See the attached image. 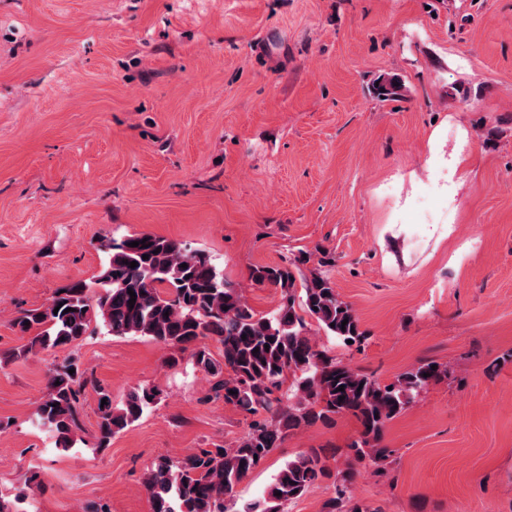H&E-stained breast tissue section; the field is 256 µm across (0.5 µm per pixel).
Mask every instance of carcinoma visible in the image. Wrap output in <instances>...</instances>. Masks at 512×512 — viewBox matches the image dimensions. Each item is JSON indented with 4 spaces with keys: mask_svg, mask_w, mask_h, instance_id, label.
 Here are the masks:
<instances>
[{
    "mask_svg": "<svg viewBox=\"0 0 512 512\" xmlns=\"http://www.w3.org/2000/svg\"><path fill=\"white\" fill-rule=\"evenodd\" d=\"M396 76H379L373 95L381 100L401 96ZM137 241L139 245L130 246ZM148 259H143V256ZM311 260L298 255L280 264L256 267L252 285L281 290L280 304L261 314L249 305L240 287L203 252H186L176 242L154 235H131L109 245V258L97 277L99 290L78 280L55 291L42 309L22 312L13 327L31 337L30 347L57 348L74 344L96 324L114 336H145L179 351H191L196 365L213 378L208 399L222 400L254 417L249 431L233 447L201 448L180 459L158 457L143 477L152 512H225L234 488L293 430L330 425L338 417L354 418L359 429L348 444L344 468L331 472L316 450L288 460L265 496L245 512H280L281 506L303 497L323 478L335 477V496L325 512H380L353 501L349 485L357 466L386 464L394 450L385 444L390 421L411 407L433 382L450 374L449 366L424 360L382 384L319 348L309 327L342 344L361 347L368 335L336 284L321 270L327 261L305 271ZM135 261L138 266L130 267ZM187 267H181V264ZM136 302L129 305V292ZM215 338L222 361L202 344ZM259 352H254V349ZM75 373H69V370ZM91 381L73 362L55 369L48 393L36 415L57 435L64 449L75 444L80 396ZM344 390H339V387ZM99 413L97 447L137 422L159 398L152 387H138L119 405L111 394L93 386ZM281 495H275V492Z\"/></svg>",
    "mask_w": 512,
    "mask_h": 512,
    "instance_id": "cac0c4a2",
    "label": "carcinoma"
}]
</instances>
